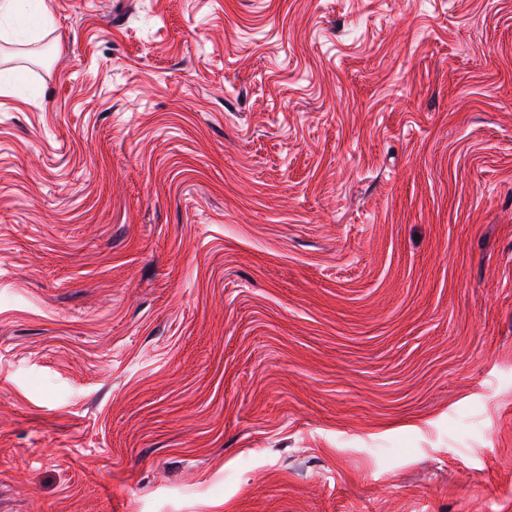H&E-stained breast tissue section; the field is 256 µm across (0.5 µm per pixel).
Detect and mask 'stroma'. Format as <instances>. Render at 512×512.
Listing matches in <instances>:
<instances>
[{
	"instance_id": "obj_1",
	"label": "stroma",
	"mask_w": 512,
	"mask_h": 512,
	"mask_svg": "<svg viewBox=\"0 0 512 512\" xmlns=\"http://www.w3.org/2000/svg\"><path fill=\"white\" fill-rule=\"evenodd\" d=\"M45 4L0 512H512V0Z\"/></svg>"
}]
</instances>
